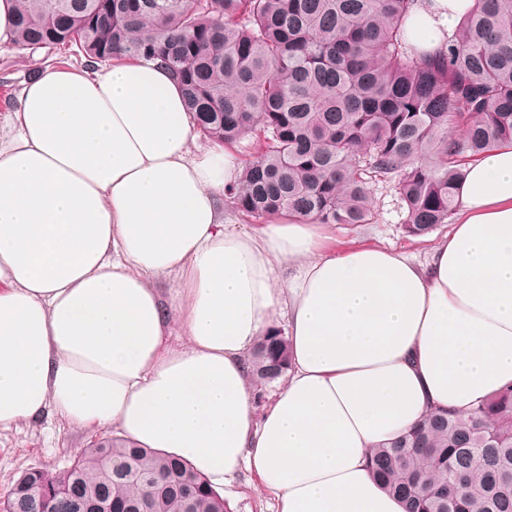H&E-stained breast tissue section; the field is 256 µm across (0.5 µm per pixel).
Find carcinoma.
Here are the masks:
<instances>
[{
	"instance_id": "cac0c4a2",
	"label": "carcinoma",
	"mask_w": 512,
	"mask_h": 512,
	"mask_svg": "<svg viewBox=\"0 0 512 512\" xmlns=\"http://www.w3.org/2000/svg\"><path fill=\"white\" fill-rule=\"evenodd\" d=\"M414 0H17L12 44L77 48L87 62L155 60L185 91L214 142L250 149L227 191L259 219L371 224L368 184L392 182L405 232L425 236L453 214L465 161L512 143V0H473L448 48L419 55L407 38ZM264 384L288 369L284 334L251 356ZM59 474L10 489L14 512H75L105 498L112 512H227L185 461L109 436ZM141 472L131 483L127 466ZM112 476L104 478L105 469ZM372 477L407 512H512V387L466 418L441 410L374 450Z\"/></svg>"
}]
</instances>
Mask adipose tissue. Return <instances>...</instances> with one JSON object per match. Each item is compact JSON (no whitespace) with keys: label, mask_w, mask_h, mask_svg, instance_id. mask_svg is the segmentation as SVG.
Listing matches in <instances>:
<instances>
[{"label":"adipose tissue","mask_w":512,"mask_h":512,"mask_svg":"<svg viewBox=\"0 0 512 512\" xmlns=\"http://www.w3.org/2000/svg\"><path fill=\"white\" fill-rule=\"evenodd\" d=\"M472 3L417 0L410 43L441 51ZM197 138L153 61L23 83L0 122V430L108 427L217 490L248 470L275 512H404L372 450L512 386V145L466 164L420 262L332 249L310 217L236 231L242 166ZM282 316L289 368L261 409L249 354Z\"/></svg>","instance_id":"ef3b65f1"}]
</instances>
